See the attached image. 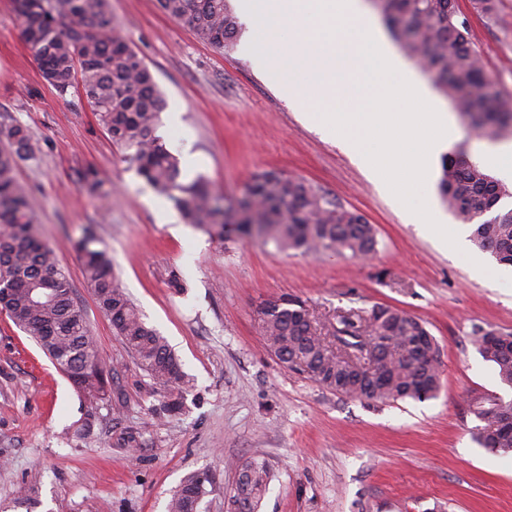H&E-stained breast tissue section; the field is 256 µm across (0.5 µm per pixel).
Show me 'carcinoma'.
<instances>
[{
  "label": "carcinoma",
  "instance_id": "cac0c4a2",
  "mask_svg": "<svg viewBox=\"0 0 512 512\" xmlns=\"http://www.w3.org/2000/svg\"><path fill=\"white\" fill-rule=\"evenodd\" d=\"M162 13L187 24L217 51L232 49L241 34L230 0H157ZM392 37L424 65L462 121L491 141L512 134V102L487 93L489 78L471 41L467 18L455 0H372ZM22 35L43 77L59 94L79 85L112 140L130 150L129 160L157 193L172 200L183 220L224 239L233 224L245 236L274 241L281 249L306 253L346 252L367 258L376 249L374 225L358 211L312 184L280 173L253 178L233 201L218 197L198 176L182 180L178 158L156 135L164 101L154 77L112 20L108 0H13ZM34 155L27 127L0 129V304L12 322L34 337L74 387L91 401L106 394L109 373L90 336L72 287L52 251L41 240L36 204L17 179L18 162ZM438 192L447 210L472 227L471 240L497 262L512 265V209L498 203L512 192L497 185L478 163L445 157ZM86 229L76 243L82 273L99 310L137 363L168 395L164 410L180 409L189 382L167 341L149 327L119 287L107 253L93 247ZM259 331L267 350L292 370L336 394L375 402L425 400L440 386L437 347L423 322L407 311L375 305L363 314L342 316L333 335L377 352L374 370L348 365L325 343L309 309L280 297L259 310ZM493 328H474L481 356L501 382L512 386V333L490 338ZM482 425L476 440L493 453L512 452V400L489 398L477 406ZM227 512H258L270 478L266 462L236 466ZM211 477L188 474L173 493L168 512H200Z\"/></svg>",
  "mask_w": 512,
  "mask_h": 512
}]
</instances>
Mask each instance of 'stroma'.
Here are the masks:
<instances>
[{
    "mask_svg": "<svg viewBox=\"0 0 512 512\" xmlns=\"http://www.w3.org/2000/svg\"><path fill=\"white\" fill-rule=\"evenodd\" d=\"M468 14L491 84L512 100V0L494 16ZM113 20L152 71L165 100L158 135L183 179L241 195L258 173L298 177L335 195L376 229L366 260L281 250L226 227L223 239L183 223L138 174L79 88L59 95L25 43L11 0H0V127L27 126L35 147L17 176L37 203V227L66 272L108 368L111 392L93 403L0 311V512L33 484L30 512H167L182 479L214 477L202 512H226L230 464L265 461L273 476L259 512H512V454L475 439L477 398L512 400L473 329L512 333V266L469 255L422 232L409 210L333 137L304 117L240 49L219 52L156 0H109ZM95 171L108 197L84 175ZM112 260L117 282L167 340L194 386L178 413L136 364L98 309L75 249L85 229ZM180 287H171V276ZM301 299L326 326L376 305L424 322L442 370L435 397L376 403L337 395L265 347L258 311ZM94 412L89 436L77 422ZM136 439L128 452L124 436Z\"/></svg>",
    "mask_w": 512,
    "mask_h": 512,
    "instance_id": "1",
    "label": "stroma"
}]
</instances>
